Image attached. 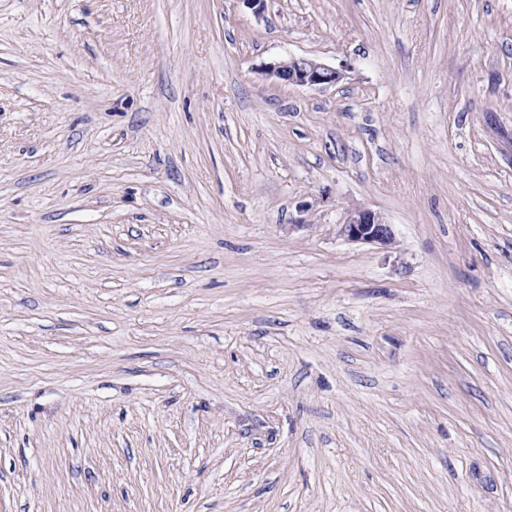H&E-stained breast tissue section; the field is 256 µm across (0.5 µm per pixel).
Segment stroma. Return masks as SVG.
Listing matches in <instances>:
<instances>
[{
    "instance_id": "35a3bbf8",
    "label": "stroma",
    "mask_w": 512,
    "mask_h": 512,
    "mask_svg": "<svg viewBox=\"0 0 512 512\" xmlns=\"http://www.w3.org/2000/svg\"><path fill=\"white\" fill-rule=\"evenodd\" d=\"M0 512H512V0H0ZM265 74L283 84L319 88L336 85L343 78L341 69L307 56L280 59L269 64ZM338 235L353 243L386 247L395 244L391 224L380 212L366 208L348 213L343 223L339 224Z\"/></svg>"
}]
</instances>
